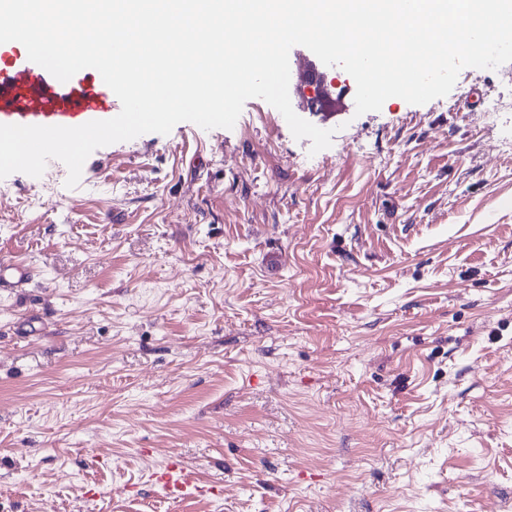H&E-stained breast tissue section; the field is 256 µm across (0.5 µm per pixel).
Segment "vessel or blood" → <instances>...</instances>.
Wrapping results in <instances>:
<instances>
[{"instance_id": "1", "label": "vessel or blood", "mask_w": 512, "mask_h": 512, "mask_svg": "<svg viewBox=\"0 0 512 512\" xmlns=\"http://www.w3.org/2000/svg\"><path fill=\"white\" fill-rule=\"evenodd\" d=\"M115 108L112 90L95 69H83L63 83L31 62L21 43H0V124L79 126L111 119ZM157 481L177 502L221 492L218 485L200 480L176 457Z\"/></svg>"}]
</instances>
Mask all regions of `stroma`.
Segmentation results:
<instances>
[{"mask_svg":"<svg viewBox=\"0 0 512 512\" xmlns=\"http://www.w3.org/2000/svg\"><path fill=\"white\" fill-rule=\"evenodd\" d=\"M0 179V512H512V62ZM156 480L175 502L184 503L201 496H218L221 492L218 485L203 482L176 457L169 461Z\"/></svg>","mask_w":512,"mask_h":512,"instance_id":"1","label":"stroma"}]
</instances>
